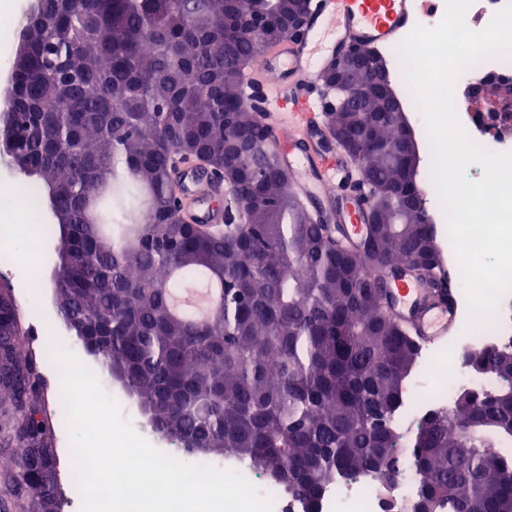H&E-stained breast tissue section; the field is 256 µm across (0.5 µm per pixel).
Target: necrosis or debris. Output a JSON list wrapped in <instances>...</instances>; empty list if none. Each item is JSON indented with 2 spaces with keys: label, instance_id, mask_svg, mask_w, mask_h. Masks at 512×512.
I'll return each mask as SVG.
<instances>
[{
  "label": "necrosis or debris",
  "instance_id": "obj_1",
  "mask_svg": "<svg viewBox=\"0 0 512 512\" xmlns=\"http://www.w3.org/2000/svg\"><path fill=\"white\" fill-rule=\"evenodd\" d=\"M512 85V55L484 59L460 74L453 89L457 118L476 143L497 152L512 150V100L488 98L483 108L471 107L470 99L482 89ZM30 222L29 209L0 212V277L23 276L32 280V270H18L13 230ZM512 340V292L502 296L490 319L480 327L468 326L460 314L456 336L447 348L422 352L418 372L410 382L398 423L407 429L425 414L450 409L460 388L480 387L462 361L464 352L490 348ZM415 495L408 474H400L394 496H387L381 481L373 476L337 479L320 503V512H404Z\"/></svg>",
  "mask_w": 512,
  "mask_h": 512
}]
</instances>
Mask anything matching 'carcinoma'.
Instances as JSON below:
<instances>
[{"label": "carcinoma", "instance_id": "obj_1", "mask_svg": "<svg viewBox=\"0 0 512 512\" xmlns=\"http://www.w3.org/2000/svg\"><path fill=\"white\" fill-rule=\"evenodd\" d=\"M259 12L284 20L288 3L39 0L26 18L4 114L19 124V174L52 216L60 318L84 348L107 337L103 367L124 365L127 394L178 442L249 463L305 512H319L338 476L389 489L405 464L411 512H512V342L473 354L492 385L408 432L397 423L420 346L379 287L406 266L431 276L440 261L420 207L404 208L401 113L373 90L349 112L325 110L326 127L348 128L361 148L363 184L388 218L373 247L329 250L327 225L290 193L274 153L250 148L255 116L240 78L265 49L260 36L226 43L224 32ZM183 153L218 172L236 167L229 189L249 203L256 239L232 224L204 236L182 221L170 171ZM201 276L222 287L221 303L204 320L175 314L170 288ZM16 321L0 307L15 360L0 396L19 410L16 467L40 477L21 487L48 501L55 490L32 453L45 436L39 387L17 357Z\"/></svg>", "mask_w": 512, "mask_h": 512}]
</instances>
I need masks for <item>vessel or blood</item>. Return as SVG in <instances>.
<instances>
[{"mask_svg": "<svg viewBox=\"0 0 512 512\" xmlns=\"http://www.w3.org/2000/svg\"><path fill=\"white\" fill-rule=\"evenodd\" d=\"M415 2L306 0L303 33L273 47L242 73L246 95L259 98L269 122L288 138L287 150L277 154L278 163L297 178L305 199L320 204L325 221L350 247L364 229L367 192L336 197L337 185L354 182L356 174L326 145L320 118L325 98L311 80L350 48L380 50L405 38L412 30ZM178 187L181 212L193 223L222 227L227 211L235 207L223 183L194 169L181 172ZM389 296L390 315L420 345L442 340L457 325L458 295L447 267H440L431 280L404 268L391 280Z\"/></svg>", "mask_w": 512, "mask_h": 512, "instance_id": "vessel-or-blood-1", "label": "vessel or blood"}]
</instances>
